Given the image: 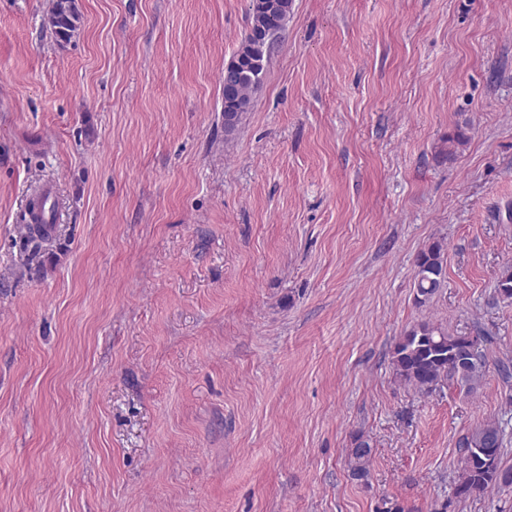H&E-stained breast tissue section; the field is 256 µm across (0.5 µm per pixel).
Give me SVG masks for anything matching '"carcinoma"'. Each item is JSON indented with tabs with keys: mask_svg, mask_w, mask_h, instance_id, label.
I'll list each match as a JSON object with an SVG mask.
<instances>
[{
	"mask_svg": "<svg viewBox=\"0 0 512 512\" xmlns=\"http://www.w3.org/2000/svg\"><path fill=\"white\" fill-rule=\"evenodd\" d=\"M256 17L266 41L277 44L282 38L285 26L277 14L259 12L254 0H249L248 17ZM82 16L75 0H50L45 23L55 39L68 42L81 26ZM254 42L252 32H247L238 51L244 61L237 76L236 96L249 97L255 88L256 74L264 66L255 65L248 49ZM233 100L224 98L226 110L224 131H236L241 113L232 111ZM34 224L28 227L26 243L32 248L40 247L47 236L51 222L44 217V209L32 213ZM444 283V246L434 241L421 250L415 260V303L423 307L434 301ZM391 363L396 376L422 393L433 391L439 384H454L469 393L487 372V359L482 348H473L464 336H457L448 329L430 321H422L408 331L394 344ZM503 431L494 423H486L465 438L460 448L461 474L455 485L454 494L467 498L492 488L504 487L501 477L512 475V467L502 465ZM372 457L370 443L362 438L355 441L349 454L350 475L355 480H364L369 473Z\"/></svg>",
	"mask_w": 512,
	"mask_h": 512,
	"instance_id": "cac0c4a2",
	"label": "carcinoma"
}]
</instances>
